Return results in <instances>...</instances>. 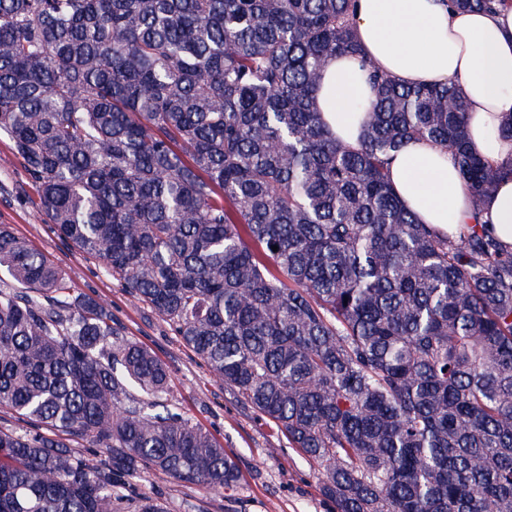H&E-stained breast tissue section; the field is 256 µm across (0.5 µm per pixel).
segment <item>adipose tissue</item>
<instances>
[{
    "mask_svg": "<svg viewBox=\"0 0 512 512\" xmlns=\"http://www.w3.org/2000/svg\"><path fill=\"white\" fill-rule=\"evenodd\" d=\"M353 26L366 55L399 82L457 84L473 152L492 162L512 155V141L498 136L512 116V5L487 14L448 7L446 0H356ZM372 97L359 58L328 61L317 107L337 137L359 144L363 109ZM390 180L420 222L451 232L486 221L512 247V179L473 209L448 152L414 140L393 160Z\"/></svg>",
    "mask_w": 512,
    "mask_h": 512,
    "instance_id": "obj_1",
    "label": "adipose tissue"
}]
</instances>
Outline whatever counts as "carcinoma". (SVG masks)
Segmentation results:
<instances>
[{"mask_svg": "<svg viewBox=\"0 0 512 512\" xmlns=\"http://www.w3.org/2000/svg\"><path fill=\"white\" fill-rule=\"evenodd\" d=\"M354 6L0 0V138L58 234L316 463L337 512H512V248L420 223L388 176L437 143L477 211L512 156L469 150L455 83L368 59L361 143L333 136L315 95L361 54ZM0 273V409L23 423L0 427V512H166L131 495L145 467L237 484L166 365L5 224Z\"/></svg>", "mask_w": 512, "mask_h": 512, "instance_id": "carcinoma-1", "label": "carcinoma"}]
</instances>
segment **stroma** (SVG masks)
<instances>
[{
  "label": "stroma",
  "mask_w": 512,
  "mask_h": 512,
  "mask_svg": "<svg viewBox=\"0 0 512 512\" xmlns=\"http://www.w3.org/2000/svg\"><path fill=\"white\" fill-rule=\"evenodd\" d=\"M0 224L45 254L67 277L74 293L104 303L126 335L142 342L168 368L170 395L192 422L209 430L235 459L242 477L212 491L181 485L146 469L132 482L135 493L160 499L167 512H337L321 493L322 469L267 418L216 380L172 328L132 298L94 258L64 241L39 208V198L7 140L0 138Z\"/></svg>",
  "instance_id": "obj_1"
}]
</instances>
